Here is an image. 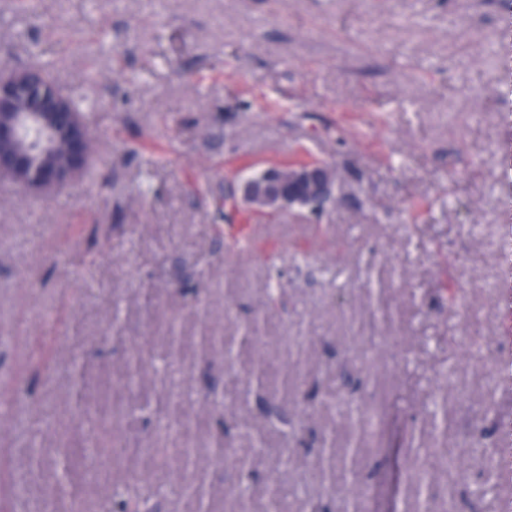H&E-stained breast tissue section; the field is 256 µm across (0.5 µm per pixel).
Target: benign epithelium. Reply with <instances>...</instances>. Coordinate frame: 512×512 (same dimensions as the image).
Here are the masks:
<instances>
[{"instance_id":"benign-epithelium-1","label":"benign epithelium","mask_w":512,"mask_h":512,"mask_svg":"<svg viewBox=\"0 0 512 512\" xmlns=\"http://www.w3.org/2000/svg\"><path fill=\"white\" fill-rule=\"evenodd\" d=\"M33 76L29 67L0 76V179L47 196L87 175L97 144L87 113L63 88L54 89L52 109L34 103ZM259 187L268 190L265 203H253L260 213L316 215L337 202V177L323 163L271 168L243 181L242 196L253 195Z\"/></svg>"}]
</instances>
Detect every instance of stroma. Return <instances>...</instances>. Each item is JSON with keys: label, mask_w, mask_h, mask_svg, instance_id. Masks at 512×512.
Listing matches in <instances>:
<instances>
[{"label": "stroma", "mask_w": 512, "mask_h": 512, "mask_svg": "<svg viewBox=\"0 0 512 512\" xmlns=\"http://www.w3.org/2000/svg\"><path fill=\"white\" fill-rule=\"evenodd\" d=\"M507 13L505 0H0V72L56 61L98 144L91 174L55 194L0 183V400L13 412L0 449L28 489L0 494V512H95L107 484L85 475L88 411L111 437L149 438L123 470L164 483L174 512H195L199 482L210 512H231L213 451L249 442L219 437L213 415L260 427L243 398L259 364L267 395L297 401L302 376L323 400L299 403L305 444L273 474L295 492L288 512H507L512 479L486 462L512 460ZM313 161L340 178L320 222L224 203L228 181ZM274 276L282 299L268 305ZM253 311L261 350L243 338ZM204 336L238 337L233 359ZM164 360L184 399L156 376ZM146 400L167 403L178 431L146 436L128 413ZM350 400L360 412H342ZM329 430L356 451L332 484L317 476ZM187 440L197 466L156 462ZM429 469L423 504L415 477Z\"/></svg>", "instance_id": "obj_1"}]
</instances>
